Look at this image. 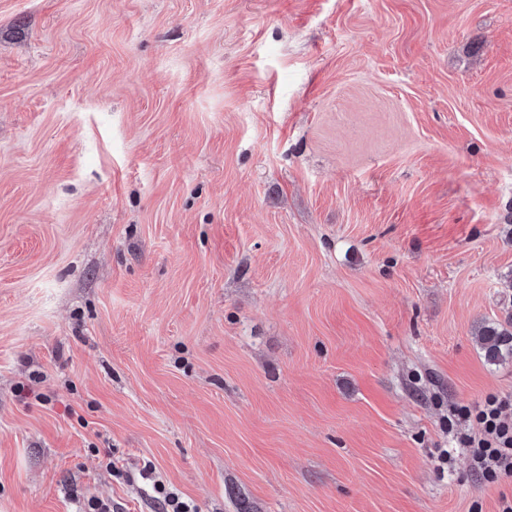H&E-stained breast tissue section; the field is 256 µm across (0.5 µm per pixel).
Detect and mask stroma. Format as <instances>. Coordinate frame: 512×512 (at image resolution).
Listing matches in <instances>:
<instances>
[{
  "instance_id": "1",
  "label": "stroma",
  "mask_w": 512,
  "mask_h": 512,
  "mask_svg": "<svg viewBox=\"0 0 512 512\" xmlns=\"http://www.w3.org/2000/svg\"><path fill=\"white\" fill-rule=\"evenodd\" d=\"M483 325L512 0H0V512H498ZM461 422H469L468 432H458ZM453 433L455 448H446L438 457V469H448L461 450L470 471L488 483L512 481V395H488L474 406L448 409V434ZM455 438V439H454ZM151 466H146L140 477L148 481L150 489H143L151 497L157 508V512H197V507L192 500L184 498L177 490L167 487L166 484L153 476Z\"/></svg>"
}]
</instances>
